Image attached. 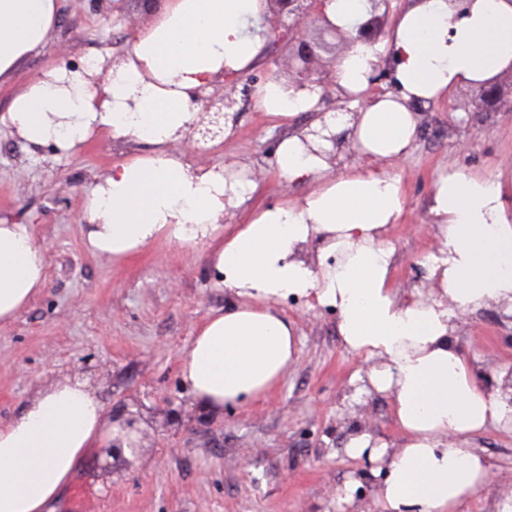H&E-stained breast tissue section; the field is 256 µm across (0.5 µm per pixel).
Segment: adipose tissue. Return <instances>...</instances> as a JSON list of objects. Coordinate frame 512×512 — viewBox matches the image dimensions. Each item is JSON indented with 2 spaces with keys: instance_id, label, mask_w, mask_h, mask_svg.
<instances>
[{
  "instance_id": "obj_1",
  "label": "adipose tissue",
  "mask_w": 512,
  "mask_h": 512,
  "mask_svg": "<svg viewBox=\"0 0 512 512\" xmlns=\"http://www.w3.org/2000/svg\"><path fill=\"white\" fill-rule=\"evenodd\" d=\"M328 20L355 33L372 0H325ZM58 0H0V82L39 52L57 23ZM265 0H161L112 65L50 66L16 94L0 122L33 147L72 154L99 130L151 144L115 165L85 196L86 249L120 261L157 239L202 247L216 284L229 294L183 354L180 376L205 408L220 412L261 397L297 359L296 325L275 307L296 297L333 308L344 346L363 357L368 385L388 395L397 447L367 432L348 441L378 464L382 512H456L494 479L471 442L490 426H512V408L481 384L454 337L455 319L487 303L512 314V200L497 177L458 167L439 173L428 205L438 247L427 257L432 297L399 299L393 248L383 237L406 209L400 177L388 170L416 140L422 105L512 66V0H407L382 44L350 47L333 75L341 95L362 96L351 137L362 163L334 172L335 121L293 131L276 154L278 177L306 185L298 199L254 211L221 233L245 174L185 162L171 150L196 120L197 94L250 69L267 35ZM393 88L374 93L380 55ZM107 78L93 82L94 72ZM256 103L275 118L311 111L318 91L271 81ZM320 261L303 257L312 241ZM44 248L30 225L0 223V322L13 320L44 287ZM112 441L105 410L84 381L38 391L0 426V512H55L79 464Z\"/></svg>"
}]
</instances>
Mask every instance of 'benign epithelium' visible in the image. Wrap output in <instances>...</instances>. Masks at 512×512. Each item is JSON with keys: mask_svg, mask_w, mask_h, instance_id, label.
<instances>
[{"mask_svg": "<svg viewBox=\"0 0 512 512\" xmlns=\"http://www.w3.org/2000/svg\"><path fill=\"white\" fill-rule=\"evenodd\" d=\"M323 0H267L274 18L273 33L288 42V85L297 89L324 88L332 81L333 69L351 43L375 45L384 33L391 0H375L374 14L361 25L354 37L329 23L322 12ZM241 99L232 94L219 97L200 95L199 121L189 126L180 139L182 143L201 139H215L224 132L220 120L238 101L252 99L254 85L246 82L240 89ZM475 97L487 112H505L512 115V96L504 97L497 81L491 79L476 88Z\"/></svg>", "mask_w": 512, "mask_h": 512, "instance_id": "benign-epithelium-1", "label": "benign epithelium"}]
</instances>
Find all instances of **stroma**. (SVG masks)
<instances>
[{
  "label": "stroma",
  "mask_w": 512,
  "mask_h": 512,
  "mask_svg": "<svg viewBox=\"0 0 512 512\" xmlns=\"http://www.w3.org/2000/svg\"><path fill=\"white\" fill-rule=\"evenodd\" d=\"M146 18L140 0H60L46 46L0 84V113L48 66L119 58ZM357 108L336 98L287 122L251 101L230 134L174 149L195 165L246 168L256 188L225 211L229 228L256 209L302 195L299 187L286 190L275 171L290 129ZM150 150L103 130L60 157L0 125V222L32 225L46 248L47 273L43 290L0 323V424L37 390L70 378L96 389L107 422L135 425L134 448H100L80 464L60 512H380L375 464L351 457L346 443L358 430L390 443L398 434L389 397L364 390L358 373L365 363L344 346L335 310L282 300L280 309L297 326L296 362L264 396L217 414L180 377L181 356L199 327L229 300L202 251L158 240L115 261L85 250L78 219L87 189L113 165ZM451 164L512 185V117L476 111L463 87L451 101L421 111L412 154L393 166L408 202L385 233L400 296L433 285L425 259L438 240L425 229L426 205L438 173ZM456 337L477 379L503 389L512 368V317L503 306L492 302L461 315ZM474 446L495 479L459 512H496L497 502L512 496V432L488 428ZM348 486L350 499L339 501Z\"/></svg>",
  "instance_id": "stroma-1"
}]
</instances>
